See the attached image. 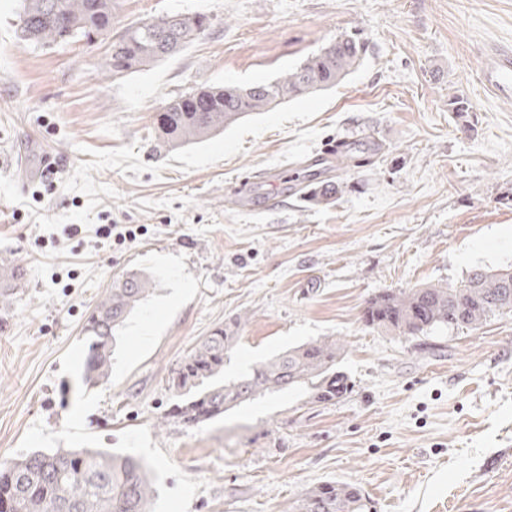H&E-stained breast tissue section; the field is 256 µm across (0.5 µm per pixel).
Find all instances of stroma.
<instances>
[{"label":"stroma","instance_id":"stroma-1","mask_svg":"<svg viewBox=\"0 0 512 512\" xmlns=\"http://www.w3.org/2000/svg\"><path fill=\"white\" fill-rule=\"evenodd\" d=\"M118 2V32L177 12L211 27L115 77L107 42L18 43L21 0H0V259L26 269L0 333V461L131 454L155 473L153 512H286L325 481L360 486L371 512H512V314L433 349L362 320L381 291L512 264V96L479 79L491 50L512 49V0ZM342 33L368 49L341 84L162 146L170 97L275 80ZM456 97L470 112H452ZM339 138L351 157L311 172ZM46 152L59 160L47 174ZM319 179L346 184L333 206L304 202ZM104 224L134 236L101 238ZM131 270L155 289L120 330L109 380L84 386L81 326ZM238 317L225 379L330 336L353 393L166 420L170 370Z\"/></svg>","mask_w":512,"mask_h":512}]
</instances>
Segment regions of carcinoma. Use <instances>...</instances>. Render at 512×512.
I'll return each instance as SVG.
<instances>
[{
    "label": "carcinoma",
    "instance_id": "carcinoma-1",
    "mask_svg": "<svg viewBox=\"0 0 512 512\" xmlns=\"http://www.w3.org/2000/svg\"><path fill=\"white\" fill-rule=\"evenodd\" d=\"M117 0H23L16 34L31 45L89 41L112 31ZM204 14H173L126 28L106 59L112 75L133 73L171 57L205 34ZM365 44L341 34L307 55L272 82L249 87H198L169 99L160 113L162 143L175 148L201 140L241 119L333 87L361 62ZM339 183L316 184L306 200L333 205ZM22 280L19 266L0 265V307L9 306ZM152 280L130 271L96 304L83 331L89 336L83 382L108 380L115 333L148 296ZM512 313V267L476 268L458 283L425 284L383 291L363 309L366 325L402 336H434L450 329H477ZM240 320L216 328L171 371L168 388L180 402L167 416L203 425L224 412L267 393L304 388L315 403L350 394L353 385L336 367L345 345L333 337L292 346L272 359L224 381V362L236 344ZM156 485L145 464L131 455L94 448H54L0 462V512H149ZM289 512H371L363 489L353 483L325 482L306 490Z\"/></svg>",
    "mask_w": 512,
    "mask_h": 512
}]
</instances>
